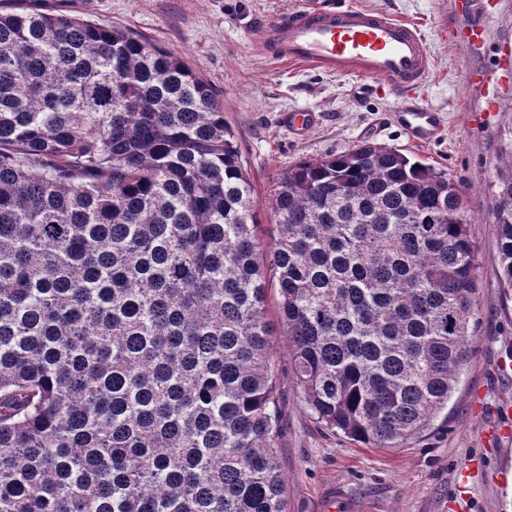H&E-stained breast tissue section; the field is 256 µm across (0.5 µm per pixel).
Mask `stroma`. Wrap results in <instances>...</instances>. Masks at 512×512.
<instances>
[{"instance_id":"35a3bbf8","label":"stroma","mask_w":512,"mask_h":512,"mask_svg":"<svg viewBox=\"0 0 512 512\" xmlns=\"http://www.w3.org/2000/svg\"><path fill=\"white\" fill-rule=\"evenodd\" d=\"M301 0H0L10 12L34 7L133 30L181 57L207 82L232 127L257 200L261 242L272 220L266 203L297 161L347 151L364 141L421 158L447 171L464 196L468 233L478 249L479 324L459 382L431 428L397 448H374L323 427L288 371L285 337L275 339L280 367L281 436L277 457L288 512H318L337 489L365 512H512V297L499 288L492 185L512 122V0L482 14L475 0H354L409 19L424 32L436 67L420 96L438 112L442 136L420 146L394 121L398 104L374 81L328 75L277 62L260 48L263 26ZM482 23L483 44L449 45L445 32ZM494 89L497 108H485ZM316 115L295 133L281 116Z\"/></svg>"}]
</instances>
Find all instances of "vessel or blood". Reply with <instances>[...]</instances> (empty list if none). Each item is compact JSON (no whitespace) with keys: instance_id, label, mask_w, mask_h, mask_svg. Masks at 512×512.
Wrapping results in <instances>:
<instances>
[{"instance_id":"obj_1","label":"vessel or blood","mask_w":512,"mask_h":512,"mask_svg":"<svg viewBox=\"0 0 512 512\" xmlns=\"http://www.w3.org/2000/svg\"><path fill=\"white\" fill-rule=\"evenodd\" d=\"M265 39L279 60L380 82L399 99V118L415 143L426 144L439 135L437 114L409 102L434 68L425 35L415 24L345 8L337 0H304L270 20Z\"/></svg>"}]
</instances>
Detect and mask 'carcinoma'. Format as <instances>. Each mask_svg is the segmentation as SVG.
Listing matches in <instances>:
<instances>
[{
	"label": "carcinoma",
	"mask_w": 512,
	"mask_h": 512,
	"mask_svg": "<svg viewBox=\"0 0 512 512\" xmlns=\"http://www.w3.org/2000/svg\"><path fill=\"white\" fill-rule=\"evenodd\" d=\"M258 207L180 57L0 13V512H286L278 328L311 413L356 442L396 448L448 407L480 288L448 173L363 142L288 167L266 247Z\"/></svg>",
	"instance_id": "obj_1"
}]
</instances>
